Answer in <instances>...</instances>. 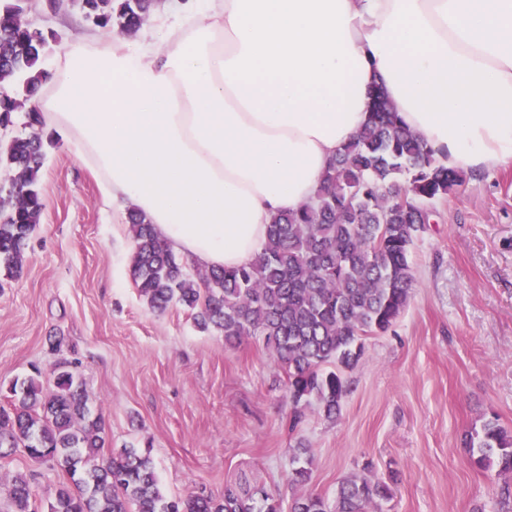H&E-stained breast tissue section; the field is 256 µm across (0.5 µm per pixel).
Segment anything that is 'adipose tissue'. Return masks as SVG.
Listing matches in <instances>:
<instances>
[{"label":"adipose tissue","instance_id":"1","mask_svg":"<svg viewBox=\"0 0 512 512\" xmlns=\"http://www.w3.org/2000/svg\"><path fill=\"white\" fill-rule=\"evenodd\" d=\"M159 21L69 41L25 108L201 266L310 204L377 91L446 167L512 165V0H168Z\"/></svg>","mask_w":512,"mask_h":512}]
</instances>
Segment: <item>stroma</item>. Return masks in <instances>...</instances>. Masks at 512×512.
<instances>
[{
  "instance_id": "obj_1",
  "label": "stroma",
  "mask_w": 512,
  "mask_h": 512,
  "mask_svg": "<svg viewBox=\"0 0 512 512\" xmlns=\"http://www.w3.org/2000/svg\"><path fill=\"white\" fill-rule=\"evenodd\" d=\"M27 18L55 32L57 52L93 29L77 0L54 11L30 0ZM45 152L23 272L0 271V405L14 378L38 369L49 388L65 366L105 420L106 452L148 451L170 497L241 482L284 505L308 492L331 504L343 480L366 472L389 488L369 512H512V473L474 465L464 445L492 417L512 431V166L469 174L438 204L411 250L408 305L345 371L340 414L329 421L310 405L293 432L286 375L264 337L230 346L180 306L150 311L118 206L60 135ZM300 445L314 462L295 486L288 457ZM18 473L40 501L67 479L20 450L0 459V483Z\"/></svg>"
}]
</instances>
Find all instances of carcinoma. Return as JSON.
I'll return each mask as SVG.
<instances>
[{"label": "carcinoma", "mask_w": 512, "mask_h": 512, "mask_svg": "<svg viewBox=\"0 0 512 512\" xmlns=\"http://www.w3.org/2000/svg\"><path fill=\"white\" fill-rule=\"evenodd\" d=\"M157 0H81L85 17L104 31L116 26L135 35ZM25 0H0V125L12 124L25 95L38 87L56 41L53 31L26 20ZM30 133L0 148V268L16 277L25 242L43 209L40 171L45 136L40 118L28 115ZM465 183L464 172L443 166L422 137L408 129L381 93L368 124L341 149L325 171L312 203L273 215L267 241L251 261L234 268H201L198 280L146 218L131 209L130 273L152 311L182 306L202 332L217 330L233 344L262 335L287 373L292 404L289 430L316 402L327 418L348 393L341 370L353 367L367 336L383 332L409 302L414 275L409 254L430 223L434 206ZM9 407L0 405V458L15 448L33 461L63 469L68 482L48 496V512H280L260 487L224 486V494L169 498L160 488L149 454L124 448L104 458L105 421L92 414L82 381L60 370L47 391L29 376L14 381ZM476 463L497 462L512 472V432L483 422L470 437ZM313 456L293 450L290 481L304 485ZM11 512H38L29 481L17 474L0 484ZM388 496L386 486L363 473L340 485L334 508L318 494L293 499L289 512H366Z\"/></svg>", "instance_id": "1"}]
</instances>
